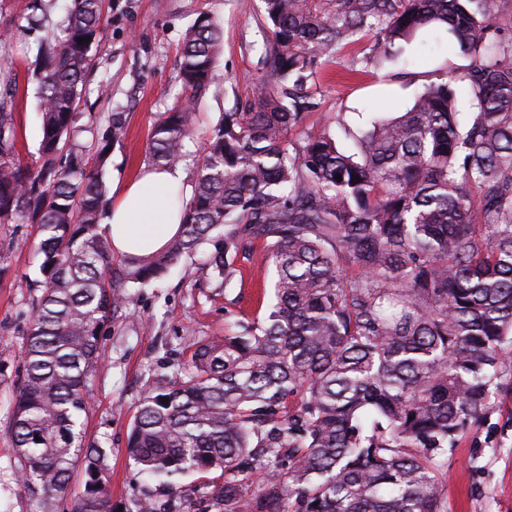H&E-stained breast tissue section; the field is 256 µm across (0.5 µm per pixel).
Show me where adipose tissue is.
Returning a JSON list of instances; mask_svg holds the SVG:
<instances>
[{
	"mask_svg": "<svg viewBox=\"0 0 512 512\" xmlns=\"http://www.w3.org/2000/svg\"><path fill=\"white\" fill-rule=\"evenodd\" d=\"M113 201L101 228L115 256H145L160 250L179 230L192 186L182 166L153 168L115 181Z\"/></svg>",
	"mask_w": 512,
	"mask_h": 512,
	"instance_id": "ef3b65f1",
	"label": "adipose tissue"
}]
</instances>
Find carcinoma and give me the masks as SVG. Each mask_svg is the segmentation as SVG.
Masks as SVG:
<instances>
[{"label":"carcinoma","mask_w":512,"mask_h":512,"mask_svg":"<svg viewBox=\"0 0 512 512\" xmlns=\"http://www.w3.org/2000/svg\"><path fill=\"white\" fill-rule=\"evenodd\" d=\"M258 102L211 128L179 233L113 267L100 222L107 149L126 132L114 112L94 161L75 142L100 0H71L38 46V164L16 150L14 62L0 55V224L36 226L40 291L26 328L24 379L7 426L41 512L86 482L73 512H112L106 452L83 455L81 416L98 342L131 286H147L206 244L231 283L260 240L274 302L220 340H201L185 375L141 399L127 438L136 473L217 512H448V449L490 408L512 365V10L502 0H263ZM41 28L46 0H31ZM474 59V111L456 112L454 78L425 86L404 112H370L353 136L292 135L323 56L370 34L389 60L428 28ZM87 42L81 44L79 39ZM223 30L198 14L182 43L190 95L161 113L154 166L182 162L197 131L196 93L211 81ZM341 176L336 180L335 176ZM221 472L219 484L210 474ZM198 474L202 482L176 486ZM85 481V464L79 460L78 465L71 475V493L67 498L56 503L55 512H73L74 498L83 492Z\"/></svg>","instance_id":"carcinoma-1"}]
</instances>
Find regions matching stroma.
<instances>
[{"label":"stroma","instance_id":"obj_1","mask_svg":"<svg viewBox=\"0 0 512 512\" xmlns=\"http://www.w3.org/2000/svg\"><path fill=\"white\" fill-rule=\"evenodd\" d=\"M30 0H0V31L11 36L0 50L14 60L17 92L13 112L18 151L29 163L39 158L41 126L35 37L24 33ZM262 0L242 7L240 0H103L106 34L92 50V67L77 106L78 141L93 156L100 120L115 106L126 116V135L116 143L104 171L105 183L133 177L148 163L151 130L161 112L184 98L178 78L183 35L199 13H209L224 31V45L213 80L199 97L198 132L185 146L183 163L194 172L207 131L227 111L256 101L262 74L257 43L262 40ZM380 50L364 37L325 57L307 91L315 104L304 126L313 130L337 113L402 112L416 93L439 74L462 78L468 56L449 51L446 42L428 40L394 62L376 67ZM109 84L100 93V81ZM33 228L0 225V512H35L36 499L18 477L15 451L7 433L9 407L23 372L24 331L33 312L25 276L35 275L39 257L30 246ZM23 248L7 251L10 239ZM241 276L219 286L193 258L173 266L147 288L129 289L122 311L100 339L99 370L84 417V445L108 456V488L113 507L134 512L137 502L159 500L154 482L135 476L127 449L130 426L142 397L158 377L187 367L199 339H220L235 321L263 315L272 297L273 266L262 243L241 261ZM448 512H512V392L497 396L486 415L448 453Z\"/></svg>","mask_w":512,"mask_h":512}]
</instances>
